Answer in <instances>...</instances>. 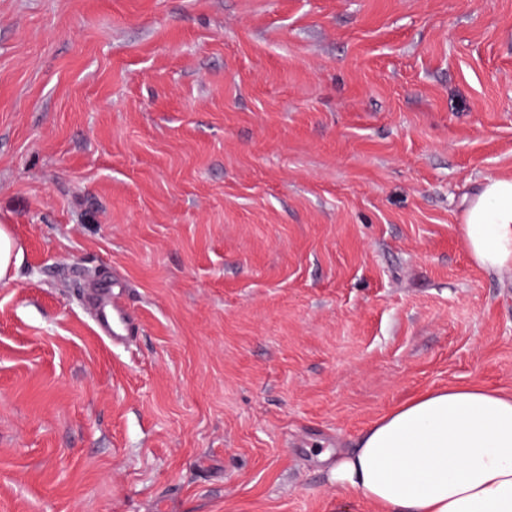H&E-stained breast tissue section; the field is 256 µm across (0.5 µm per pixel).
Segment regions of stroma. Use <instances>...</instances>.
Returning <instances> with one entry per match:
<instances>
[{"mask_svg":"<svg viewBox=\"0 0 512 512\" xmlns=\"http://www.w3.org/2000/svg\"><path fill=\"white\" fill-rule=\"evenodd\" d=\"M495 177L512 0H0V512H376L323 453L512 395ZM463 233L478 265L493 271L512 266V178L488 179L471 193ZM20 250L11 232L6 226H0V280L9 278L13 266L17 263ZM90 288V308L102 334L117 345L135 336L138 323L127 303L126 288L113 281H96Z\"/></svg>","mask_w":512,"mask_h":512,"instance_id":"stroma-1","label":"stroma"}]
</instances>
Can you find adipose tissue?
I'll return each instance as SVG.
<instances>
[{
	"label": "adipose tissue",
	"instance_id": "1",
	"mask_svg": "<svg viewBox=\"0 0 512 512\" xmlns=\"http://www.w3.org/2000/svg\"><path fill=\"white\" fill-rule=\"evenodd\" d=\"M463 233L478 265L512 266V178L471 193ZM329 476L379 512H512V396L480 386L425 392L369 427Z\"/></svg>",
	"mask_w": 512,
	"mask_h": 512
}]
</instances>
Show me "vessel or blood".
I'll list each match as a JSON object with an SVG mask.
<instances>
[{
	"mask_svg": "<svg viewBox=\"0 0 512 512\" xmlns=\"http://www.w3.org/2000/svg\"><path fill=\"white\" fill-rule=\"evenodd\" d=\"M90 308L104 336L121 344L138 332V323L126 300V290L118 283L96 281L91 285Z\"/></svg>",
	"mask_w": 512,
	"mask_h": 512,
	"instance_id": "1",
	"label": "vessel or blood"
}]
</instances>
